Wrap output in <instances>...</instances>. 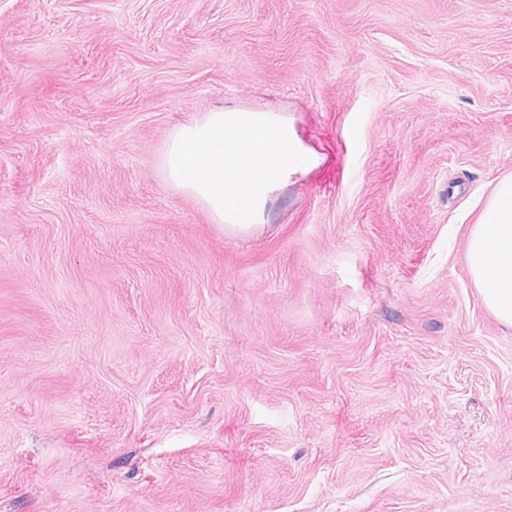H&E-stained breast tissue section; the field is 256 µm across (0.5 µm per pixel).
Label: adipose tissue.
<instances>
[{
    "instance_id": "adipose-tissue-1",
    "label": "adipose tissue",
    "mask_w": 512,
    "mask_h": 512,
    "mask_svg": "<svg viewBox=\"0 0 512 512\" xmlns=\"http://www.w3.org/2000/svg\"><path fill=\"white\" fill-rule=\"evenodd\" d=\"M468 268L485 306L512 329V177L487 199L467 243Z\"/></svg>"
}]
</instances>
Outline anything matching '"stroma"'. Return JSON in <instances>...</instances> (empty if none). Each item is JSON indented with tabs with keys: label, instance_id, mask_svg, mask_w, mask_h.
Instances as JSON below:
<instances>
[{
	"label": "stroma",
	"instance_id": "obj_1",
	"mask_svg": "<svg viewBox=\"0 0 512 512\" xmlns=\"http://www.w3.org/2000/svg\"><path fill=\"white\" fill-rule=\"evenodd\" d=\"M287 116L263 225L163 179ZM512 0H0V512H512ZM468 268L485 306L512 329V177L485 202L467 243Z\"/></svg>",
	"mask_w": 512,
	"mask_h": 512
}]
</instances>
